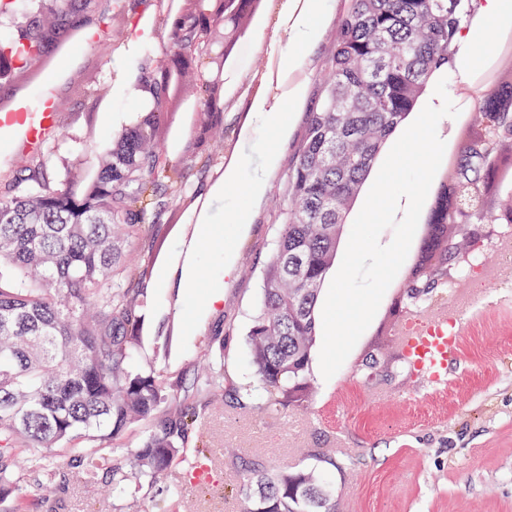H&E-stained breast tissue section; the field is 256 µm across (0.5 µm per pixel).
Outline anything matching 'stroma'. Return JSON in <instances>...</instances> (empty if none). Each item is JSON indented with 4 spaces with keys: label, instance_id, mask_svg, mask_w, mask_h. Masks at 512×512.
I'll list each match as a JSON object with an SVG mask.
<instances>
[{
    "label": "stroma",
    "instance_id": "1",
    "mask_svg": "<svg viewBox=\"0 0 512 512\" xmlns=\"http://www.w3.org/2000/svg\"><path fill=\"white\" fill-rule=\"evenodd\" d=\"M344 0H320L308 17L304 41L289 44L288 15L257 23L238 47L234 66L224 72L225 90L241 86L266 55L287 73H300L290 92L268 89L252 102L249 121L224 115V147L240 163L224 165L215 156L208 169L184 161L168 132L189 133L183 108L168 102V121L159 140L166 158L183 162L185 182L158 223L159 262L150 282L144 325L145 347L161 345L173 324L184 327L171 363L191 383L199 334L230 331L225 368L231 382L249 387L254 369L246 333L260 293L250 268L262 265L272 249L279 212L272 203L305 116L316 101L331 52V32ZM106 44L75 41L59 58L53 83L61 91V134L44 147L49 167L78 161L92 168L113 132L150 111L153 99L138 86L148 81L168 48V29L153 9L131 11L109 23ZM275 124L263 115L271 105ZM503 240L484 250L481 286L459 273L445 300L430 303L428 315L465 313L457 358L445 387H429L420 376L393 374L366 382L355 363L368 349L396 353L395 336L366 329L341 368L331 377L315 374L317 400L304 410L260 415L253 409L215 405L197 422L198 432L220 453L215 481L206 491L183 488L179 471L143 488L138 507L182 487L190 512H242L238 487L245 463L262 459L271 467L303 465L308 454L330 448L341 469L330 470L336 485V512H512V226ZM197 286L185 287L188 276ZM221 295L210 304L211 295ZM129 503L108 494L101 480L88 479L70 456L59 460L57 490L51 497L26 487L0 502V512H126Z\"/></svg>",
    "mask_w": 512,
    "mask_h": 512
}]
</instances>
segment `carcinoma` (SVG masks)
<instances>
[{"instance_id":"obj_1","label":"carcinoma","mask_w":512,"mask_h":512,"mask_svg":"<svg viewBox=\"0 0 512 512\" xmlns=\"http://www.w3.org/2000/svg\"><path fill=\"white\" fill-rule=\"evenodd\" d=\"M224 19V39L237 36L242 16L256 0ZM336 20L328 78L306 119L278 185L281 223L260 272L261 295L252 316L247 349L256 385L229 386L224 336L199 344L189 387L159 368L174 337L145 363L148 285L157 258L151 243L156 222L173 204L181 183L179 164L157 153L162 112H143L112 140L87 176L72 163L49 173L40 157L0 187V500L34 480L44 492L56 486L59 454L69 453L105 479L112 494L126 496L153 484L175 466L190 473L208 457L194 424L212 402L249 403L264 413L312 403V350L320 336L321 286L336 262L346 217L386 142L405 123L429 83L453 66L457 36L484 28L477 0H345ZM0 0V19L13 21L0 43V85L24 60L38 71L48 53L83 28L80 19L95 0ZM175 32L167 57L194 52L179 12L167 17ZM512 116V78L470 97L465 126L472 130ZM486 146L450 148L440 165L417 226L414 245L420 277L406 291L409 314L443 298L448 271L459 265L463 236L448 241V225L460 220L448 185L474 196L487 192L495 210L474 213L473 224H506L512 217V179L502 165L483 160ZM366 379L381 373L369 352L357 368ZM137 433L132 448L127 436ZM121 455L128 464L119 466ZM316 464L273 468L245 466L238 494L242 512H335L334 484L324 465L341 468L318 451ZM152 512H180V493L169 490Z\"/></svg>"}]
</instances>
